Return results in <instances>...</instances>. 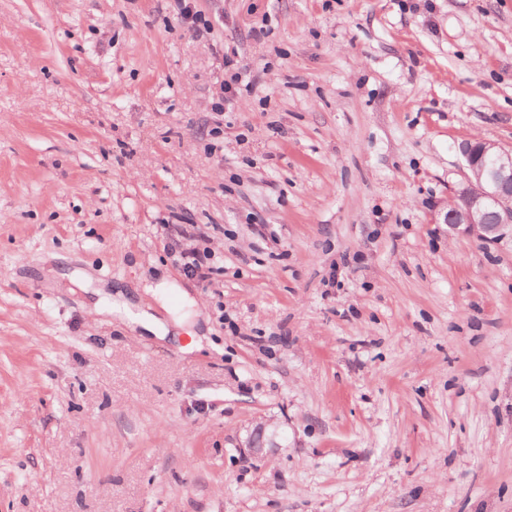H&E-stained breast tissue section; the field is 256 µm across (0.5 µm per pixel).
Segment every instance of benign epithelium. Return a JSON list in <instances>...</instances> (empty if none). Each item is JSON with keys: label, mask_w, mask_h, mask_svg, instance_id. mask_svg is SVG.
<instances>
[{"label": "benign epithelium", "mask_w": 512, "mask_h": 512, "mask_svg": "<svg viewBox=\"0 0 512 512\" xmlns=\"http://www.w3.org/2000/svg\"><path fill=\"white\" fill-rule=\"evenodd\" d=\"M461 152L466 182L445 223L486 243L512 236V149L477 140L463 143Z\"/></svg>", "instance_id": "7a95c632"}]
</instances>
